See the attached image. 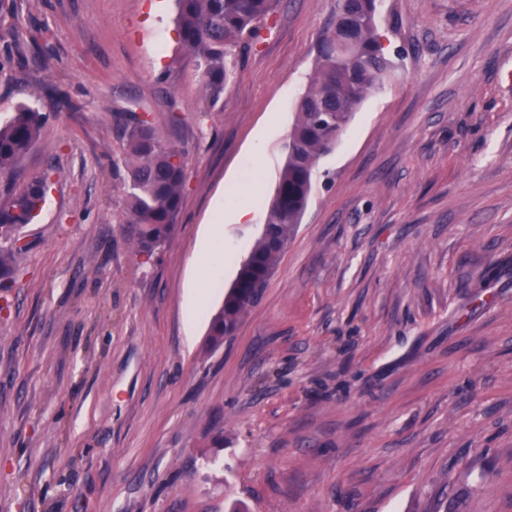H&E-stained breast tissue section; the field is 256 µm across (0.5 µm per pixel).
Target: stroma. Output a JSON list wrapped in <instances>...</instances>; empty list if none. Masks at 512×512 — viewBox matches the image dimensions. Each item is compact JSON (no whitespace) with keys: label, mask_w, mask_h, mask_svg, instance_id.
Returning <instances> with one entry per match:
<instances>
[{"label":"stroma","mask_w":512,"mask_h":512,"mask_svg":"<svg viewBox=\"0 0 512 512\" xmlns=\"http://www.w3.org/2000/svg\"><path fill=\"white\" fill-rule=\"evenodd\" d=\"M336 0H282L208 106L175 0H0V119L50 172L0 283V512H512V0H383L394 69L321 158L235 336L187 320L230 183L265 211ZM40 47L47 64L18 66ZM187 150L173 236L137 253L114 115ZM44 122L42 113L21 106L0 123V175L13 171L17 160L39 138Z\"/></svg>","instance_id":"35a3bbf8"}]
</instances>
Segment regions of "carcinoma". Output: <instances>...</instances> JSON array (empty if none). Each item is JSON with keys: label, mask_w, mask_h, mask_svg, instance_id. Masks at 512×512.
<instances>
[{"label": "carcinoma", "mask_w": 512, "mask_h": 512, "mask_svg": "<svg viewBox=\"0 0 512 512\" xmlns=\"http://www.w3.org/2000/svg\"><path fill=\"white\" fill-rule=\"evenodd\" d=\"M176 26L183 51L200 71L205 101L216 105L235 75L237 58L259 40L265 21L279 0H177ZM349 21L332 19L320 38L315 65L296 105V120L285 144V163L268 204L264 227L244 257L224 303L213 316L208 344L215 348L233 336L244 317L263 297L268 281L288 248L313 190L320 158L337 143L356 108L390 74L377 35L378 0H343L336 4ZM352 41L357 54L346 62L336 46ZM45 116L21 106L0 123V175L39 138ZM116 130L125 150L128 223L135 227L136 251L152 254L171 238L184 192L186 151L165 142L138 112L116 113ZM49 176L34 177L13 191L0 207V279L13 270L24 247L17 231L40 213Z\"/></svg>", "instance_id": "1"}]
</instances>
